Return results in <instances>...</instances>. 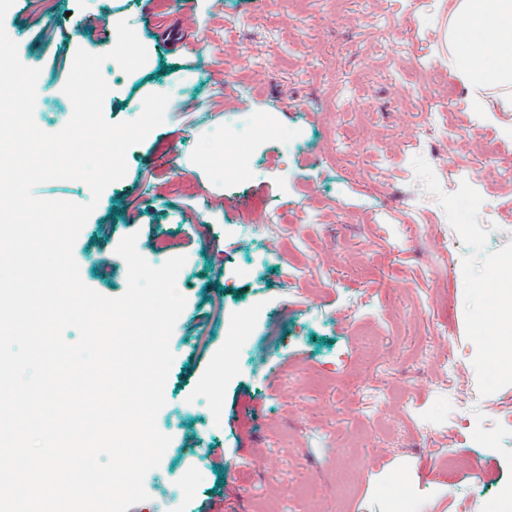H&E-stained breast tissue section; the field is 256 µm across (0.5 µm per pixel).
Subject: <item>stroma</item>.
I'll return each instance as SVG.
<instances>
[{"label":"stroma","instance_id":"obj_1","mask_svg":"<svg viewBox=\"0 0 512 512\" xmlns=\"http://www.w3.org/2000/svg\"><path fill=\"white\" fill-rule=\"evenodd\" d=\"M452 5L15 0L0 22L40 71L45 132L72 115L58 98L77 50L115 43L121 21L147 61H107L105 118L170 97L73 247L110 298L127 288L123 237L155 267L187 258L156 419L169 449L128 512H391L399 497L407 512H512V371L476 338L478 288L512 259V139L470 119L448 66ZM354 115L365 126L337 156ZM491 141L478 184L449 189Z\"/></svg>","mask_w":512,"mask_h":512}]
</instances>
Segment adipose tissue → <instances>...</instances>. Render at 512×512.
<instances>
[{
  "instance_id": "obj_1",
  "label": "adipose tissue",
  "mask_w": 512,
  "mask_h": 512,
  "mask_svg": "<svg viewBox=\"0 0 512 512\" xmlns=\"http://www.w3.org/2000/svg\"><path fill=\"white\" fill-rule=\"evenodd\" d=\"M448 62L468 94L476 122L512 112V0H454L448 17ZM487 296L497 309L485 322L490 360L512 367V263L495 270Z\"/></svg>"
}]
</instances>
